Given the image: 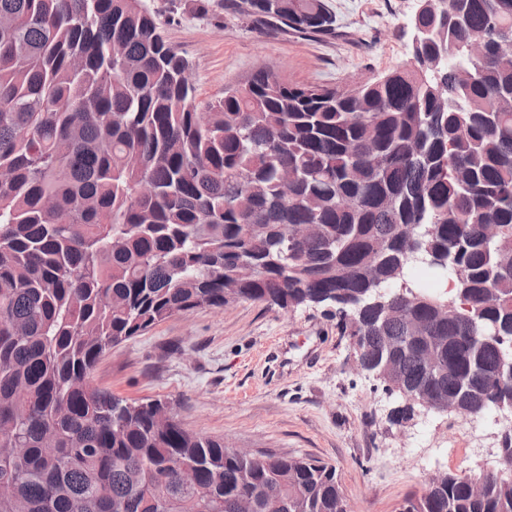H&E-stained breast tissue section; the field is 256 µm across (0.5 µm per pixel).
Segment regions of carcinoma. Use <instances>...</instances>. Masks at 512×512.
I'll return each mask as SVG.
<instances>
[{
	"mask_svg": "<svg viewBox=\"0 0 512 512\" xmlns=\"http://www.w3.org/2000/svg\"><path fill=\"white\" fill-rule=\"evenodd\" d=\"M247 2L253 30L336 36L327 0ZM423 3L436 36L413 56L464 62L462 88L412 65L341 89L259 69L202 104L141 0H0V512H238L243 492L253 512H347L334 466L253 465L93 382L112 347L199 307L362 295L341 324L374 372L399 364L386 389L476 415L512 403L495 381L512 356V46L493 34L512 0ZM297 224L314 236L290 240ZM433 255L453 296L406 303L392 286ZM472 479L483 497L447 472L415 512H512L511 477Z\"/></svg>",
	"mask_w": 512,
	"mask_h": 512,
	"instance_id": "1",
	"label": "carcinoma"
}]
</instances>
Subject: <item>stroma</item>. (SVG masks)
Wrapping results in <instances>:
<instances>
[{
    "instance_id": "obj_1",
    "label": "stroma",
    "mask_w": 512,
    "mask_h": 512,
    "mask_svg": "<svg viewBox=\"0 0 512 512\" xmlns=\"http://www.w3.org/2000/svg\"><path fill=\"white\" fill-rule=\"evenodd\" d=\"M189 61L198 99L268 68L285 81L345 87L412 59L418 0H328L336 35L263 34L210 0H141ZM97 385L128 400H158L192 432L225 443L335 466L350 512H398L429 474L482 473L499 466V412L461 416L417 405L357 369L353 340L329 307L284 310L240 301L173 316L112 347Z\"/></svg>"
}]
</instances>
